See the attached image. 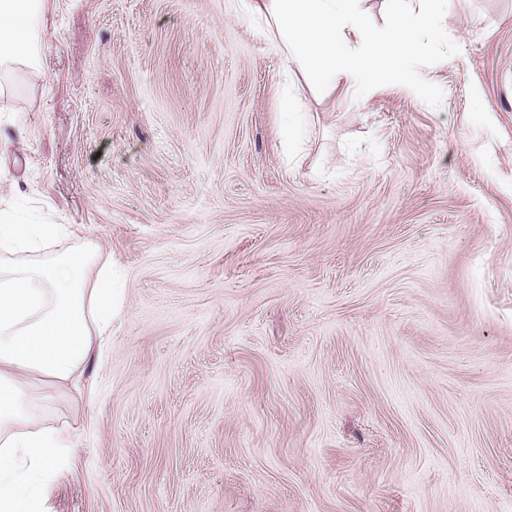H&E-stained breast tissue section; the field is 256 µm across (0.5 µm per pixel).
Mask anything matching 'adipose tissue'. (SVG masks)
I'll return each mask as SVG.
<instances>
[{"mask_svg":"<svg viewBox=\"0 0 512 512\" xmlns=\"http://www.w3.org/2000/svg\"><path fill=\"white\" fill-rule=\"evenodd\" d=\"M243 13L263 21L285 61L317 65L322 82L344 81L361 95L381 49L409 45L422 14L402 15L376 29L359 19L361 0H240ZM43 0H0V64L39 66ZM347 60L343 70L333 58ZM42 224H1L0 253L25 261L0 268V506L31 499L43 472L61 449L76 451L62 431L44 426L37 402L26 400L32 376L48 389L76 382L87 363L100 358L118 298L111 270L91 276L98 246L87 242L46 261Z\"/></svg>","mask_w":512,"mask_h":512,"instance_id":"adipose-tissue-1","label":"adipose tissue"}]
</instances>
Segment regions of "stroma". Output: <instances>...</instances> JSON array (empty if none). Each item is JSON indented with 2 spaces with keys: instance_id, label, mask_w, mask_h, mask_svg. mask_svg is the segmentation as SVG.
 <instances>
[{
  "instance_id": "stroma-1",
  "label": "stroma",
  "mask_w": 512,
  "mask_h": 512,
  "mask_svg": "<svg viewBox=\"0 0 512 512\" xmlns=\"http://www.w3.org/2000/svg\"><path fill=\"white\" fill-rule=\"evenodd\" d=\"M363 103L237 0H45L0 224L121 288L37 512H512V0H427Z\"/></svg>"
}]
</instances>
